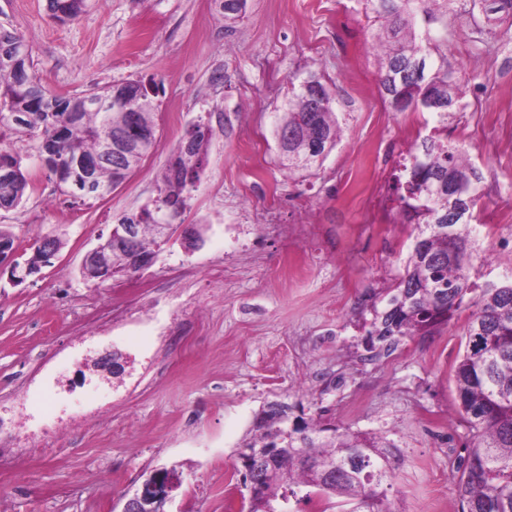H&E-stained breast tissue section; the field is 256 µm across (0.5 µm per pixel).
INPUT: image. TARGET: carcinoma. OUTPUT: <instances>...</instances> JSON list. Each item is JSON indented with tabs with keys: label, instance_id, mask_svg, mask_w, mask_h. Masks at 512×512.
I'll list each match as a JSON object with an SVG mask.
<instances>
[{
	"label": "carcinoma",
	"instance_id": "carcinoma-1",
	"mask_svg": "<svg viewBox=\"0 0 512 512\" xmlns=\"http://www.w3.org/2000/svg\"><path fill=\"white\" fill-rule=\"evenodd\" d=\"M86 0H48L50 16L75 19ZM224 22L242 18L246 0H214ZM379 23V91L396 112H429L436 125L394 177L397 214L413 225L404 275L371 298L373 319L361 338L364 359L393 352L407 337L431 336L464 308L471 310L467 348L454 369L466 454L456 466L461 512H512V277L478 285L471 280L470 241L482 173L465 160L463 146L448 144V117L461 111L463 69L442 53L448 28L465 18L493 33L497 52L512 47V0H359ZM28 41L0 30V139L27 140L25 153L0 147V209L23 202L35 159L57 188L74 199H98L96 187L114 192L156 144L153 97L158 90L131 79L81 94H54L33 73ZM288 171L307 170L336 147L341 125L322 77L292 86L275 113ZM116 133L131 147L108 161L103 141ZM210 123L198 120L180 140L161 178L153 206L124 214L102 244L101 259L86 279L123 277L141 270L133 254L153 255L166 241L159 230L188 207L203 171ZM16 251L15 235L0 225V254ZM286 402L265 404L241 447L277 452L276 467L249 497L248 512H289L291 501L343 497L354 512H392L386 490L401 460L383 435L338 432L321 419L289 418ZM336 468L329 483L324 471Z\"/></svg>",
	"mask_w": 512,
	"mask_h": 512
}]
</instances>
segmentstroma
<instances>
[{
  "label": "stroma",
  "mask_w": 512,
  "mask_h": 512,
  "mask_svg": "<svg viewBox=\"0 0 512 512\" xmlns=\"http://www.w3.org/2000/svg\"><path fill=\"white\" fill-rule=\"evenodd\" d=\"M0 28L29 40L51 92L137 78L159 87L157 146L110 197L73 201L36 168L23 203L0 210L17 260L36 234L64 241L36 277L0 280V416L26 385L48 400L26 419L29 447L0 443V512H122L151 470L172 466L168 512H247L234 450L270 401L396 440L394 512H460L453 369L468 312L360 357L369 296L403 274L412 243L388 199L392 173L435 123L382 100L376 22L355 0H247L228 26L214 0H88L65 23L47 0H0ZM448 57L467 73L448 138L483 174L471 275L497 281L512 276V71L464 22L448 32ZM311 73L332 81L345 131L321 163L291 172L272 114L290 78ZM211 114L205 168L179 219L203 228L202 245L174 234L123 294L85 280L86 252L157 198L187 125ZM115 349L128 360L117 381L103 366ZM92 405L102 418L83 421ZM70 421L68 436L47 438Z\"/></svg>",
  "instance_id": "35a3bbf8"
}]
</instances>
